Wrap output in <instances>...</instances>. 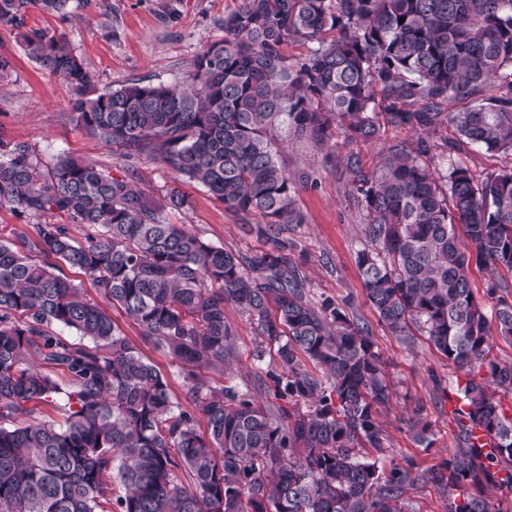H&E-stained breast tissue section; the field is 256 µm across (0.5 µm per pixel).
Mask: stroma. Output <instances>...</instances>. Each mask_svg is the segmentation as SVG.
<instances>
[{
	"instance_id": "1",
	"label": "stroma",
	"mask_w": 512,
	"mask_h": 512,
	"mask_svg": "<svg viewBox=\"0 0 512 512\" xmlns=\"http://www.w3.org/2000/svg\"><path fill=\"white\" fill-rule=\"evenodd\" d=\"M241 0H70L65 14L49 15L31 6L27 28L54 35L80 57L92 76V87L104 91L133 80L175 84L190 72L203 45L221 39L225 14ZM0 55L13 68L0 78V135L29 144L43 165L70 156L96 163L112 173L126 164L137 170L138 184L154 196H162L174 175L157 161L143 156L126 161L121 151L71 119L70 86L29 59L15 29L0 27ZM459 101L448 99L442 107L444 121L436 133L383 126L377 139L339 145L327 150L307 142L286 141L279 160L290 175L306 174L307 182L294 197L303 221L288 227V262L315 303L331 299L367 327L384 364L393 398L379 408L377 419L387 436L386 457L413 458L420 468L441 465L456 447V426L450 400L456 395L458 373L430 345L415 335L406 344L391 336L367 302L356 264V253L367 244L366 213L353 197L344 158L357 155L364 169H373L380 155L398 142L416 144L426 139L430 150L424 161L446 172L449 164L467 168L476 179L512 166V155L480 146L452 149L457 139L451 116ZM189 208L169 212L170 223L185 225L204 241L226 251L251 255L265 250L264 239L250 234L249 226L261 223L260 215L240 217L193 182L181 186ZM469 276L476 298L491 311L500 303L512 304V277H495L485 268L471 266ZM110 315L144 359L167 377L175 402H183V380L175 365L144 340L138 325L118 308ZM224 318L235 333V362L231 371L212 373L214 384L246 392L271 409L287 406L304 409V402H284L275 394V375L282 367L275 347L264 343L248 313L229 305ZM429 425L430 445L418 443L410 428L414 416Z\"/></svg>"
}]
</instances>
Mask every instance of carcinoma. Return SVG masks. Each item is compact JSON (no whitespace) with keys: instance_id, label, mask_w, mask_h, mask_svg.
Returning <instances> with one entry per match:
<instances>
[{"instance_id":"carcinoma-1","label":"carcinoma","mask_w":512,"mask_h":512,"mask_svg":"<svg viewBox=\"0 0 512 512\" xmlns=\"http://www.w3.org/2000/svg\"><path fill=\"white\" fill-rule=\"evenodd\" d=\"M68 2L0 0V26L70 85L78 126L126 158L152 157L236 214H260L256 233L278 254L236 255L169 223L165 211L188 206L177 186L160 203L132 170L68 156L45 170L31 146L0 136V209L67 219L0 242V512H413L417 482L447 493V512H503L486 490L512 492V416L497 398L512 392V363L491 351L495 332L512 341V305L487 315L468 267L474 259L512 276V167L481 181L462 166L441 176L421 159L423 138L390 146L370 172L346 156L366 211L370 247L356 264L367 302L391 335L410 344L424 334L466 376L448 462L421 470L404 457L385 468L376 413L391 385L369 330L329 299L311 305L282 255L280 234L301 223L293 199L304 179L278 153L283 132L321 146L338 132L372 140L380 105L387 124L428 134L450 94L470 101L452 117L460 142L512 152V0H241L181 83L99 94L66 45L25 28L29 5L60 14ZM290 42L310 47L293 57ZM493 85L500 95L477 102ZM63 265L91 275L172 359L194 411L173 401L167 377ZM227 305L277 346L278 396L307 412L275 413L212 384L210 372L231 369ZM53 324L91 345L51 333ZM477 367L486 378L471 375ZM61 393L64 423L34 417Z\"/></svg>"}]
</instances>
